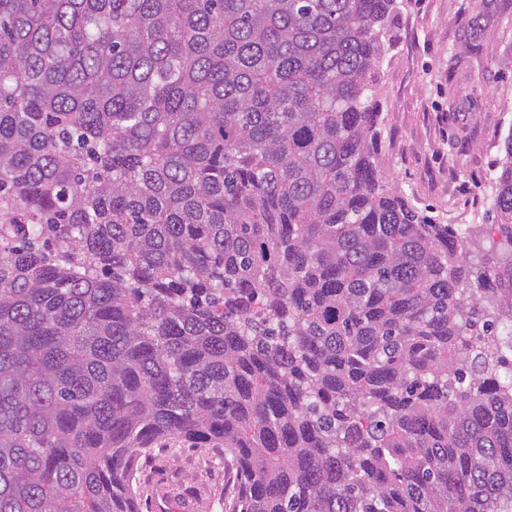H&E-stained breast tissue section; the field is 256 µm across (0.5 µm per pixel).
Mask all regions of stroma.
Listing matches in <instances>:
<instances>
[{
  "label": "stroma",
  "mask_w": 512,
  "mask_h": 512,
  "mask_svg": "<svg viewBox=\"0 0 512 512\" xmlns=\"http://www.w3.org/2000/svg\"><path fill=\"white\" fill-rule=\"evenodd\" d=\"M388 178L447 224H487L512 134V0H406L383 37ZM141 512H221L220 448H155L139 461Z\"/></svg>",
  "instance_id": "1"
}]
</instances>
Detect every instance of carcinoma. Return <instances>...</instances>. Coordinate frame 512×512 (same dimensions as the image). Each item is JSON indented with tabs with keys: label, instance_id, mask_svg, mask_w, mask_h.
<instances>
[{
	"label": "carcinoma",
	"instance_id": "cac0c4a2",
	"mask_svg": "<svg viewBox=\"0 0 512 512\" xmlns=\"http://www.w3.org/2000/svg\"><path fill=\"white\" fill-rule=\"evenodd\" d=\"M401 0H0V512H512V134L490 248L385 178ZM155 448L139 461L137 493L142 512H221L219 503L234 486L233 472L224 471V449L190 444Z\"/></svg>",
	"mask_w": 512,
	"mask_h": 512
}]
</instances>
